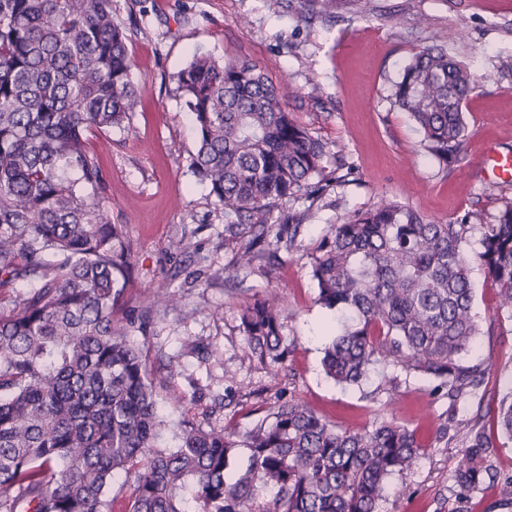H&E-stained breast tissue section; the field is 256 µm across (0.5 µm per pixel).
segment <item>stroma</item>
Segmentation results:
<instances>
[{
    "mask_svg": "<svg viewBox=\"0 0 512 512\" xmlns=\"http://www.w3.org/2000/svg\"><path fill=\"white\" fill-rule=\"evenodd\" d=\"M118 24L135 25L131 79L143 106L130 131L89 141L103 168L107 216L120 225L134 260L124 303L113 319L148 345L147 367L166 420L162 444L175 448L182 421L242 429L279 401L297 399L352 433L393 420L414 429L423 449L417 467L388 479L378 512H512V442L499 440L484 465L490 476L460 490L464 450L456 426L476 415L477 399H450L437 380L372 372L359 387L326 378L322 349L333 313L316 302L312 256L332 225L395 200L438 224L469 218L491 223L512 202V178L479 177L485 146L512 152V0H371L335 17L303 16L299 0H113ZM441 45L478 76L467 103L464 159L446 168L428 156L408 116L389 94L412 53ZM256 64L273 82L292 85L288 109L327 142L328 170L351 173L333 183L292 248L239 262L246 239L224 240V210L190 169L196 150L192 116L174 93L175 76L194 54ZM475 311L485 331L468 363L489 360L483 388L512 386V320L497 315L496 286L474 268ZM175 294L176 307L148 297ZM275 291L289 312L290 346L273 371L251 354L240 328L244 306ZM176 360L180 369L168 374ZM447 437H439L440 421Z\"/></svg>",
    "mask_w": 512,
    "mask_h": 512,
    "instance_id": "1",
    "label": "stroma"
}]
</instances>
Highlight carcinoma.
I'll return each instance as SVG.
<instances>
[{"mask_svg": "<svg viewBox=\"0 0 512 512\" xmlns=\"http://www.w3.org/2000/svg\"><path fill=\"white\" fill-rule=\"evenodd\" d=\"M369 0H303L333 15ZM126 31L112 0H0V286L27 291L0 306V512H376L387 479L412 470L415 431L383 420L342 431L290 399L226 432L181 424L174 450L158 445L163 420L148 347L113 320L131 252L106 217L103 173L89 137L120 130L141 104ZM471 67L440 45L420 48L392 85L420 145L448 166L464 159ZM197 149L190 167L224 209V240L249 231L276 256L282 205L323 191L326 142L286 108L290 92L246 61L196 55L176 75ZM478 239H473L474 233ZM497 286L512 317V204L492 224H435L394 201L336 224L313 256L317 303L341 319L323 349L326 375L361 385L379 366L433 377L448 396H475L488 373L467 364L478 335L472 265ZM288 312L275 293L247 305L241 326L258 362L288 357ZM512 441V388L492 429L467 421L456 481L484 479L492 435ZM246 467L227 472L239 449ZM125 474L124 485H114ZM272 491L258 500L257 488Z\"/></svg>", "mask_w": 512, "mask_h": 512, "instance_id": "cac0c4a2", "label": "carcinoma"}]
</instances>
